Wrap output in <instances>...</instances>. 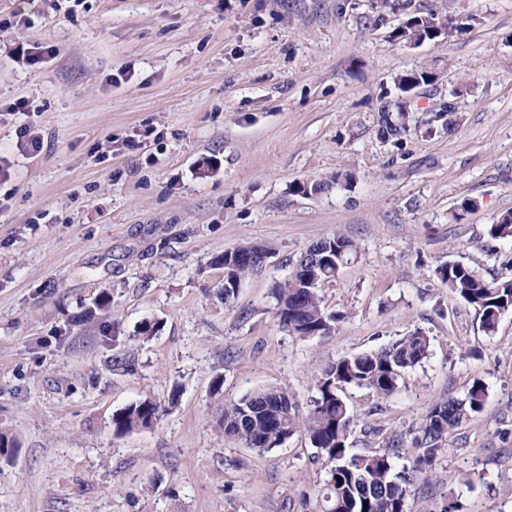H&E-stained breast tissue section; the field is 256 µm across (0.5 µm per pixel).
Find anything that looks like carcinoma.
Instances as JSON below:
<instances>
[{
  "mask_svg": "<svg viewBox=\"0 0 512 512\" xmlns=\"http://www.w3.org/2000/svg\"><path fill=\"white\" fill-rule=\"evenodd\" d=\"M426 70L411 71L395 77L401 90L430 82ZM351 173L338 171L326 178L294 184L296 192L318 194L334 184L349 182ZM496 238H512V212L502 214L490 225ZM270 248L246 242L224 251V283L216 296L231 303L241 281L263 265L261 254ZM357 247L337 232L311 245L296 261L284 282L274 289L277 315L288 332L302 337L336 331V317L322 306L319 288L333 280L355 259ZM448 290L474 306L480 315L481 330L495 333L501 316L512 310V279L487 281L475 270L448 262L435 270ZM430 337L413 332L380 349L328 364L317 381L318 397L304 419L292 412L287 391L267 388L240 399L215 404L217 426L249 448L270 451L297 432H304L311 445L330 464V479L320 493L319 512H405L410 480L393 473L387 453L352 454L346 446L354 416L338 390L346 385L366 387L381 396L396 392L405 371L421 364L429 355ZM485 385L476 381L465 398L443 399L434 403L420 425L423 454L415 460V471L426 473L432 465L438 442L463 422L482 411ZM159 405L149 398L132 403L112 416L116 433L127 434L148 428L159 416Z\"/></svg>",
  "mask_w": 512,
  "mask_h": 512,
  "instance_id": "obj_1",
  "label": "carcinoma"
}]
</instances>
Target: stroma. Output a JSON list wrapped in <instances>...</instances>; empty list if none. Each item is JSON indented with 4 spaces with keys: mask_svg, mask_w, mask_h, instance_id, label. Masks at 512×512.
I'll return each mask as SVG.
<instances>
[{
    "mask_svg": "<svg viewBox=\"0 0 512 512\" xmlns=\"http://www.w3.org/2000/svg\"><path fill=\"white\" fill-rule=\"evenodd\" d=\"M451 13L454 36L396 37ZM413 70L434 79L402 92ZM402 108L405 132L382 135ZM0 157V429L20 441L0 512H315L329 474L308 437H224L213 388L275 386L304 417L325 366L416 330L430 356L393 395L342 389L351 453L412 473L406 512H512V313L485 335L435 276L512 278V240L489 233L512 211V0H0ZM336 232L358 248L320 290L336 330L302 339L272 291ZM242 242L271 254L227 304L220 259ZM104 289L111 309L86 319ZM116 348L132 370L111 369ZM476 381L483 410L413 474L432 403ZM146 396L158 420L116 434ZM352 178L351 173L344 171H337L326 178H320L311 182H297L294 184V189L297 193L301 194H318L332 187L333 184H339L341 182L349 183Z\"/></svg>",
    "mask_w": 512,
    "mask_h": 512,
    "instance_id": "35a3bbf8",
    "label": "stroma"
}]
</instances>
